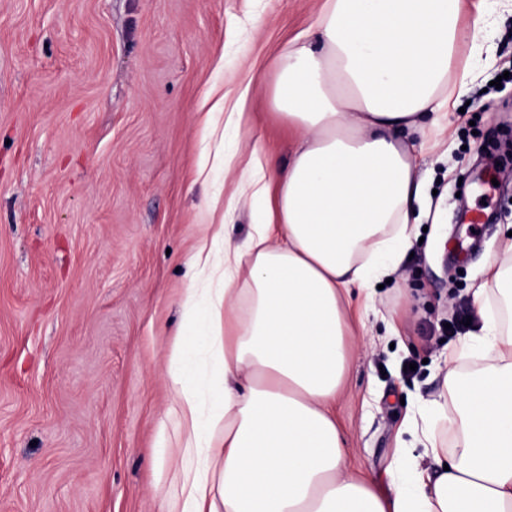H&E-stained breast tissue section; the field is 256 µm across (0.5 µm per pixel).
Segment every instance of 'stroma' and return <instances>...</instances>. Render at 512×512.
Here are the masks:
<instances>
[{
  "mask_svg": "<svg viewBox=\"0 0 512 512\" xmlns=\"http://www.w3.org/2000/svg\"><path fill=\"white\" fill-rule=\"evenodd\" d=\"M325 0H0V512H164L178 489L175 344L204 235L244 240L227 213L252 151L295 132L274 66ZM418 158L412 244L371 309L350 315L336 399L347 468L393 492L399 432L424 418L453 447L449 345L468 335L485 264H512V16ZM417 369L405 373L406 364ZM165 448L164 469L153 468Z\"/></svg>",
  "mask_w": 512,
  "mask_h": 512,
  "instance_id": "35a3bbf8",
  "label": "stroma"
}]
</instances>
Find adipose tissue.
Returning <instances> with one entry per match:
<instances>
[{"label": "adipose tissue", "mask_w": 512, "mask_h": 512, "mask_svg": "<svg viewBox=\"0 0 512 512\" xmlns=\"http://www.w3.org/2000/svg\"><path fill=\"white\" fill-rule=\"evenodd\" d=\"M486 0H326L276 63L277 106L298 132L287 164L242 180L266 202L244 243L201 246L194 279L208 299L211 401L183 347L167 381L181 420L178 512H512V337L481 303L512 308V270L492 265L474 293L489 365L453 383L459 437L444 451L410 422L409 488L382 493L345 464L336 393L346 372L344 312L370 303L413 235L420 181L406 132L441 126L476 80Z\"/></svg>", "instance_id": "obj_1"}]
</instances>
